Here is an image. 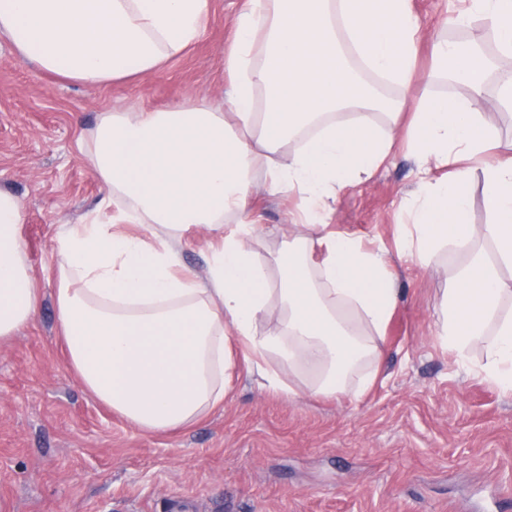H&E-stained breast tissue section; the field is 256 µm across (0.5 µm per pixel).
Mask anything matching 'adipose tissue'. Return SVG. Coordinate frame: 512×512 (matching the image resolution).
Returning a JSON list of instances; mask_svg holds the SVG:
<instances>
[{"mask_svg":"<svg viewBox=\"0 0 512 512\" xmlns=\"http://www.w3.org/2000/svg\"><path fill=\"white\" fill-rule=\"evenodd\" d=\"M209 0H0V36L38 68L88 84L156 72L199 38ZM490 25L493 51L465 39L430 45L429 79L462 95H418L420 21L412 0H247L224 51L223 104L102 113L81 142L103 208L55 237L57 324L70 367L100 403L147 432L193 422L224 399L233 336L263 388L360 397L379 380L401 298L398 262L446 271L436 336L448 352L484 354L480 374L512 392V136L482 102L512 109V0H468L448 26ZM233 121H226L225 112ZM403 148L416 183L393 226L394 248L332 231L340 189ZM295 199L298 218L272 262L252 189ZM489 220L470 221L473 181ZM24 208L0 189V342L42 298L21 232ZM146 224L150 238L119 230ZM216 231L205 275L182 267L191 225ZM273 358L279 371L263 368ZM305 368L294 386L283 372ZM365 375L358 385L350 379Z\"/></svg>","mask_w":512,"mask_h":512,"instance_id":"obj_1","label":"adipose tissue"}]
</instances>
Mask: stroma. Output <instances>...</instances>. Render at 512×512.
I'll use <instances>...</instances> for the list:
<instances>
[{
    "label": "stroma",
    "mask_w": 512,
    "mask_h": 512,
    "mask_svg": "<svg viewBox=\"0 0 512 512\" xmlns=\"http://www.w3.org/2000/svg\"><path fill=\"white\" fill-rule=\"evenodd\" d=\"M245 0H210L199 39L150 75L91 85L19 61L0 37V188L23 202L27 255L42 288L31 326L0 343V512H512V392L477 376L436 337L446 276L402 270L387 331L385 380L361 400H291L259 389L234 352L224 400L196 421L146 433L97 402L68 366L57 331L54 237L103 197L80 149L100 113L165 109L224 96L229 18ZM460 0H413L420 38L453 36ZM396 151L366 182L341 190L332 229L391 243L413 189ZM268 259L288 237L295 203L254 191ZM215 239L191 228L183 266L205 274Z\"/></svg>",
    "instance_id": "35a3bbf8"
}]
</instances>
